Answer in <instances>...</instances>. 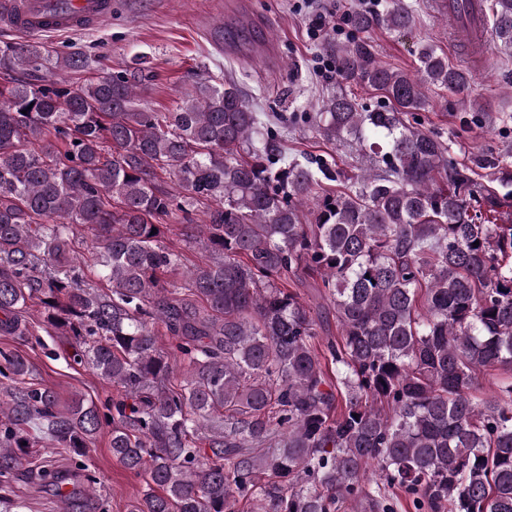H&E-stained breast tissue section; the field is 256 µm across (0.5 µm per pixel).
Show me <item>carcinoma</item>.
Returning <instances> with one entry per match:
<instances>
[{"mask_svg": "<svg viewBox=\"0 0 512 512\" xmlns=\"http://www.w3.org/2000/svg\"><path fill=\"white\" fill-rule=\"evenodd\" d=\"M412 21L385 0L350 23ZM491 24L512 46V0H493ZM418 62L387 67L360 38L337 49L341 80L387 104L342 91L315 113L373 154L321 195L345 171L285 154L231 81L148 112L143 67L75 84L63 74L86 58L0 42V332L34 335L36 302L72 361L122 389L110 448L143 478L136 512H393L396 491L418 512H512V164L481 181L452 161L418 111L469 75L429 45ZM177 221L209 263L181 271L163 242ZM0 375V478L62 486L55 461L24 457L44 441L81 453L104 417L61 405L21 355L0 352Z\"/></svg>", "mask_w": 512, "mask_h": 512, "instance_id": "cac0c4a2", "label": "carcinoma"}]
</instances>
